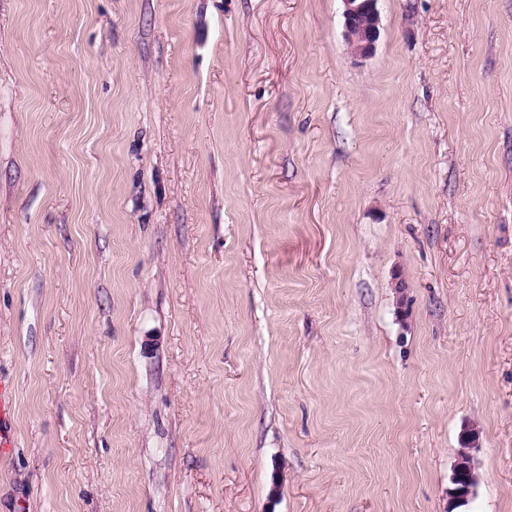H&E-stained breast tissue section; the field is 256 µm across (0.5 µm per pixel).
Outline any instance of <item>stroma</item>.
<instances>
[{
  "label": "stroma",
  "instance_id": "1",
  "mask_svg": "<svg viewBox=\"0 0 512 512\" xmlns=\"http://www.w3.org/2000/svg\"><path fill=\"white\" fill-rule=\"evenodd\" d=\"M0 0V512H512V0ZM345 37L352 54L365 58L372 54L380 34L379 0H341ZM475 439L472 437L468 448H461L457 454L456 463L453 469L449 491V498L454 504L466 501L475 488L476 475L473 468L474 453L478 451Z\"/></svg>",
  "mask_w": 512,
  "mask_h": 512
}]
</instances>
